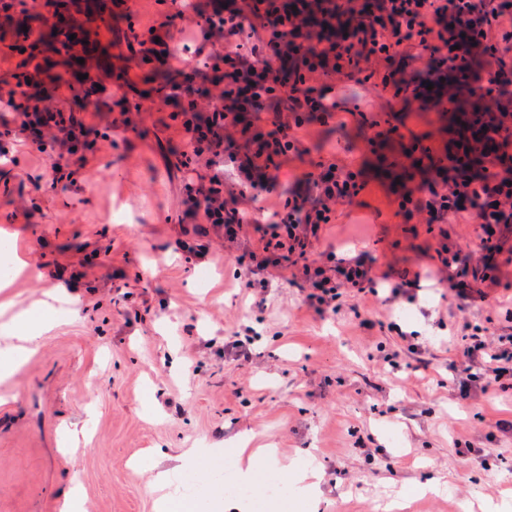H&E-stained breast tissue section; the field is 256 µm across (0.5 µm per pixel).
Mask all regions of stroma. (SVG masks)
Segmentation results:
<instances>
[{"label": "stroma", "mask_w": 512, "mask_h": 512, "mask_svg": "<svg viewBox=\"0 0 512 512\" xmlns=\"http://www.w3.org/2000/svg\"><path fill=\"white\" fill-rule=\"evenodd\" d=\"M365 94L373 112L392 113L394 124L443 153L455 129L450 114L404 110L372 87ZM142 106L134 131L108 130L114 115L104 114L98 129L115 144L67 190L52 189L48 161L28 147H18L16 163L0 164V241L28 264L0 301L27 309L59 287L77 295L79 309L0 382V512H58L75 479L87 512H153L149 484L161 455L215 448V464L227 467L247 430L276 446L282 475L313 460L319 512H385L401 495L405 512H484L485 503L512 500V434L493 427L512 418V388L477 381L460 393L451 367L463 363L461 347L437 326L465 317L506 327L498 304L512 300V253L497 254L499 280L484 284V299H440L434 234L402 223L387 200L424 173L409 172L400 142L375 156L360 134L315 126L310 157L284 164L281 180L292 183L323 151L365 160L367 187L339 207L315 248L368 254L381 272L420 273L418 304L371 296L365 304L378 323L417 331L429 368L410 370L414 357L398 336L361 325L352 298L323 319L288 282L272 289L267 309H254L241 259L256 225L233 243L184 234L186 173L173 164L182 137L161 103ZM244 324L258 338L241 364L224 341ZM393 351L401 366L390 372L383 357ZM76 426L87 442L65 446ZM431 479L441 492L417 494Z\"/></svg>", "instance_id": "35a3bbf8"}]
</instances>
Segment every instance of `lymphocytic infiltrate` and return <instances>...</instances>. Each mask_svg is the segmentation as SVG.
<instances>
[{"label":"lymphocytic infiltrate","mask_w":512,"mask_h":512,"mask_svg":"<svg viewBox=\"0 0 512 512\" xmlns=\"http://www.w3.org/2000/svg\"><path fill=\"white\" fill-rule=\"evenodd\" d=\"M188 28L203 44L192 64L171 46ZM148 37L154 63L177 76L159 100L185 139L181 167L191 177L184 204L198 233L220 229L225 241H236L251 221L244 201L278 199L249 254L243 286L254 307H264L274 269L290 270L320 316L338 311L350 294L354 316L370 324L363 300L383 287L387 301L418 300L420 274L390 284L364 255L312 251L323 225L335 223L337 206L366 187L364 162L332 156L291 187L280 179L286 160L308 154L303 132L311 126L365 129L373 154L400 138L390 120L369 118L360 91L370 86L407 106L437 107L462 79L480 100L442 157L427 154L430 178L394 193L389 204L403 223L441 225L433 258L457 297L496 281L493 254L512 237V0H207L203 8L168 0ZM401 61L415 63L413 75L400 73ZM42 71L35 66L25 86L0 85V127L49 160L52 184L70 187L101 145L96 126L64 104L91 92L85 81L66 80L46 94ZM238 142L244 153L232 152ZM229 172L239 186L230 196ZM452 224L476 225L480 258L453 241ZM455 333L480 377L502 385L512 373V331L466 321Z\"/></svg>","instance_id":"1"}]
</instances>
